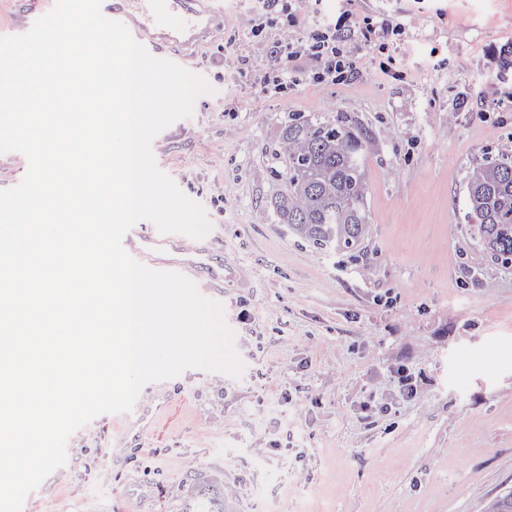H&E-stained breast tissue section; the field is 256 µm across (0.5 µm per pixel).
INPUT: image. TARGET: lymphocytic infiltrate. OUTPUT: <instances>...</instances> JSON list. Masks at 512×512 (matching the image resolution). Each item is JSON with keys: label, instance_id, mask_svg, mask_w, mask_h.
I'll return each mask as SVG.
<instances>
[{"label": "lymphocytic infiltrate", "instance_id": "f902f5d3", "mask_svg": "<svg viewBox=\"0 0 512 512\" xmlns=\"http://www.w3.org/2000/svg\"><path fill=\"white\" fill-rule=\"evenodd\" d=\"M351 2L341 0L340 13L333 17L309 0H259L251 14V31L270 59L269 67L254 79L260 91L287 96L301 74L314 85L349 84L364 61L348 50V37L368 47L378 31L390 29L389 23L354 14Z\"/></svg>", "mask_w": 512, "mask_h": 512}]
</instances>
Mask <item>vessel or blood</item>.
<instances>
[{"instance_id": "b4317fda", "label": "vessel or blood", "mask_w": 512, "mask_h": 512, "mask_svg": "<svg viewBox=\"0 0 512 512\" xmlns=\"http://www.w3.org/2000/svg\"><path fill=\"white\" fill-rule=\"evenodd\" d=\"M20 16L5 26L6 35L27 32L35 21L48 13L55 0H17ZM198 0H102L103 15L123 22L133 38L157 58L181 62L184 52L215 42L224 29L222 6L198 8ZM126 252L143 265L160 271L185 275L196 285L223 295L229 281V269L216 242H201L181 234H163L156 226L127 232L123 239ZM157 404L138 398L132 414L135 418L128 438L140 445L145 432L156 422Z\"/></svg>"}]
</instances>
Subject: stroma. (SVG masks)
<instances>
[{
    "mask_svg": "<svg viewBox=\"0 0 512 512\" xmlns=\"http://www.w3.org/2000/svg\"><path fill=\"white\" fill-rule=\"evenodd\" d=\"M223 3V38L191 60L214 92L152 151L239 271L224 310L245 370L175 377L132 465L128 420L96 417L29 512H183L200 476L223 482L234 512H484L512 488V264L483 255L464 216L470 173L512 157V0H357L401 25L380 40L403 78L364 67L285 100L253 82L267 64L253 0ZM484 99L498 108L481 112ZM313 112L344 114L368 140L361 251L317 249L268 206L281 182L269 150L289 115ZM145 477L152 499L130 503Z\"/></svg>",
    "mask_w": 512,
    "mask_h": 512,
    "instance_id": "stroma-1",
    "label": "stroma"
}]
</instances>
